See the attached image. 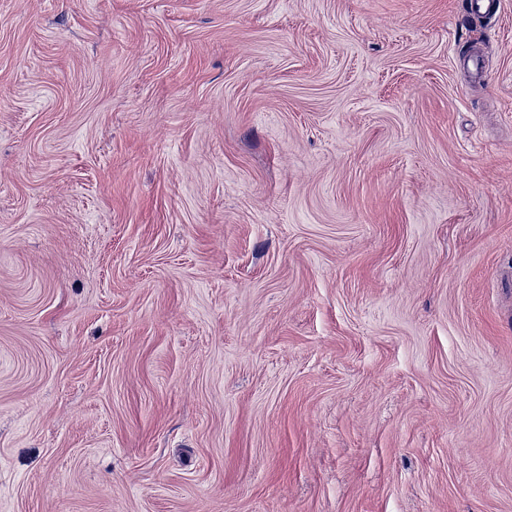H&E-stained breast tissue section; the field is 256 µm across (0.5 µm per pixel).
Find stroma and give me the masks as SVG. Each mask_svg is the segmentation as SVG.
<instances>
[{
	"instance_id": "35a3bbf8",
	"label": "stroma",
	"mask_w": 512,
	"mask_h": 512,
	"mask_svg": "<svg viewBox=\"0 0 512 512\" xmlns=\"http://www.w3.org/2000/svg\"><path fill=\"white\" fill-rule=\"evenodd\" d=\"M0 0V512H512V0Z\"/></svg>"
}]
</instances>
